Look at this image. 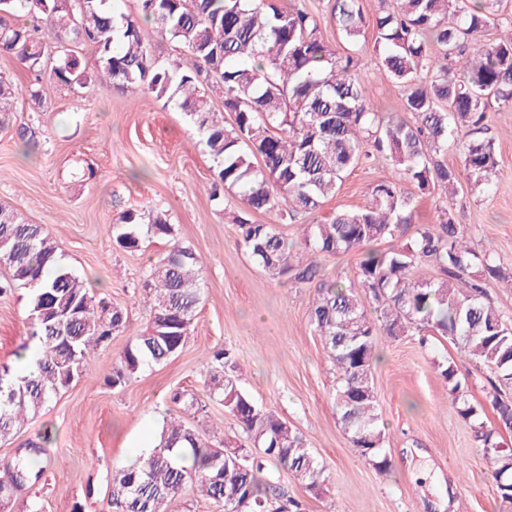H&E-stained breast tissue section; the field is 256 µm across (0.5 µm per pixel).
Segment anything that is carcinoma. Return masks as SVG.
<instances>
[{
  "mask_svg": "<svg viewBox=\"0 0 512 512\" xmlns=\"http://www.w3.org/2000/svg\"><path fill=\"white\" fill-rule=\"evenodd\" d=\"M141 18L195 58V67L177 60L161 65L150 51L139 20L114 9L112 0H0V53L30 71L48 59L55 84L74 89L89 83L106 87L141 86L157 99L173 102L199 130L217 164L210 198L234 193L243 212L273 213L277 221L258 224L235 217L241 242L253 261L273 276L312 285L310 323L339 372L335 407L353 447L379 472L390 467L383 453L384 424L372 363L379 335L396 339L431 332L457 346L494 372L497 384L485 402L470 398L454 361L439 365L457 414L471 423L483 445L506 512H512V318L488 298L487 278L512 285V272L486 251L464 240L449 207L439 208L431 224H415V198L409 181L434 190L449 202L467 187L489 189L498 170L490 139L474 135L487 128L494 106L512 107V36L489 38L493 28L512 30V12L500 0H389L373 20L376 66L402 91L400 108L409 121H391L366 94L357 50L365 26L358 0H334L332 16L348 47L327 43L317 20L297 6L280 8L270 0H139ZM23 12L54 36L49 46L16 21ZM94 50L93 68L81 64L66 43ZM224 95L233 121L214 118L211 94ZM18 88L0 78V112L11 111ZM460 151L461 166L450 167L448 148ZM383 158L395 175L376 183L365 206L339 210L306 225L301 249L294 252L279 232L280 223L310 215L336 196L345 176L358 165ZM415 225L410 237L386 251L368 250L359 262L358 284L322 275L316 255L359 250L382 239L396 240ZM117 243L137 250L148 240H165L168 251L150 269L148 326L134 336L112 376L125 384L144 367L177 356L185 346L202 299L199 260L176 240L161 210H128L113 226ZM0 265L9 270L0 291L31 290L29 314L48 298L55 309H76L29 321L35 370L18 374L0 365V440L13 435L30 414L39 413L60 391L87 371L92 351L125 328L122 309L91 294L59 254L40 224L26 222L0 205ZM434 267L435 283L414 270ZM476 265L483 274L472 272ZM362 288L375 304L369 315ZM211 394L236 418L245 443L219 447L195 426L172 418L162 427L153 451L140 465L112 473V512H168L189 486L208 497L220 512H295L300 502L263 477L266 461L320 494L325 467L306 439L288 421L258 405L230 375H211ZM170 400L196 417L206 405L189 390ZM492 407L497 422L482 419ZM42 471L26 456L0 476V489L17 490Z\"/></svg>",
  "mask_w": 512,
  "mask_h": 512,
  "instance_id": "1",
  "label": "carcinoma"
}]
</instances>
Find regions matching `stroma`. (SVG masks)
<instances>
[{
  "label": "stroma",
  "instance_id": "35a3bbf8",
  "mask_svg": "<svg viewBox=\"0 0 512 512\" xmlns=\"http://www.w3.org/2000/svg\"><path fill=\"white\" fill-rule=\"evenodd\" d=\"M360 42L371 103L397 110L401 90L368 52L372 28ZM0 77L20 90L0 128V205L43 225L90 291L126 316L125 329L95 349L83 379L0 441V472L28 448L39 449L43 469L0 512H27L33 503L44 512H110L113 471L152 451L164 418L177 411L174 390L206 399L205 380L224 372L214 359L220 349L231 351L242 387L303 434L325 465L328 481L316 496L267 466L304 512H500L483 448L452 406L438 366L454 360L479 399L492 389L488 369L437 336H379L372 371L391 465L379 473L336 415V369L310 324L314 288L274 277L252 260L233 221L240 201L231 193L220 204L209 198L216 167L184 112L134 87L61 88L49 70L31 72L10 56L0 55ZM35 82L45 90L39 112L25 94ZM488 135L499 157L488 194H458L450 208L471 246L512 270V108L492 112ZM82 168L92 178L77 179ZM391 171L385 160L354 168L323 214L364 206ZM127 210L166 211L177 239L202 264V301L182 352L116 387L112 374L126 346L149 323L142 283L168 249L158 239L137 251L118 246L112 225ZM27 296L18 287L0 294V363L16 365L27 339Z\"/></svg>",
  "mask_w": 512,
  "mask_h": 512
}]
</instances>
